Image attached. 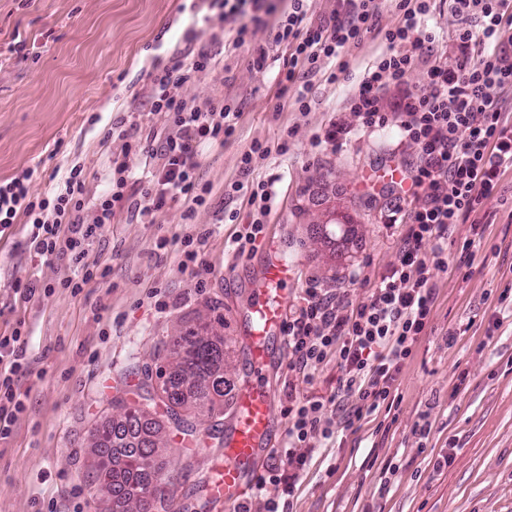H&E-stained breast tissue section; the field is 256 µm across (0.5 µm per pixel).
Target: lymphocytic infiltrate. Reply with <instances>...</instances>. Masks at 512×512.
Listing matches in <instances>:
<instances>
[{"instance_id":"f902f5d3","label":"lymphocytic infiltrate","mask_w":512,"mask_h":512,"mask_svg":"<svg viewBox=\"0 0 512 512\" xmlns=\"http://www.w3.org/2000/svg\"><path fill=\"white\" fill-rule=\"evenodd\" d=\"M211 2L219 7L218 23L236 26L233 48L252 43L256 72L279 63V93L295 91L303 112L310 102L301 82L322 72L328 82H337L350 66L348 47L376 30L379 11L377 0H336L329 20L316 24L308 0H290L287 13L271 24L265 19L266 0ZM435 2L397 0V24L376 30L386 50L348 102L362 127L383 128L396 121L402 137L417 147L419 161L411 180L423 201L407 214L397 263L364 301L353 305L344 292L307 288L286 319L290 370L310 382L321 365L332 361L338 376L330 398L289 397L287 440L278 451L279 461L256 483L260 489L268 483L281 485L282 496L266 500L264 512H293L296 486L308 463L304 448L314 438L333 436L324 419L327 408H335L350 428L364 415L392 405L397 375L430 321L436 302L433 272L448 265V242L456 225H471L461 257L473 262L486 231L482 202L512 168V119L503 98L512 89V0H449V14L457 24V53L449 60L435 54V37L426 27ZM259 31L264 34L260 40L255 37ZM422 63L427 66L425 88H406L407 76ZM219 65L203 43L191 63L175 55L151 72L149 113L162 116L164 129L149 130L143 138L119 130L126 153L139 155L143 168L135 174L125 162L112 161L98 198H87L79 164L69 166L55 190L42 196L30 188L36 169L0 181V238L10 236L18 219H25L29 253L39 264L66 252L78 269L58 285L37 278L15 285L20 301L50 296L58 287L77 295L93 280L105 278L106 269L89 260L87 245L117 213L133 212L149 221L172 202L183 203L189 216L205 204L211 188L199 180V151L235 136L243 105L223 100L197 104L179 98L174 89ZM390 85L400 87L401 95L394 112L388 113L380 92ZM287 151L284 142L274 147L253 143L240 157V180L224 188L228 196L249 192L251 211L234 239L237 252L263 236L273 200L272 181L252 178L255 163ZM247 177L252 180L248 186L243 183ZM27 352L23 327L0 336V440L11 436L24 409L18 387L31 374Z\"/></svg>"}]
</instances>
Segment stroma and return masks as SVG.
Instances as JSON below:
<instances>
[{
	"mask_svg": "<svg viewBox=\"0 0 512 512\" xmlns=\"http://www.w3.org/2000/svg\"><path fill=\"white\" fill-rule=\"evenodd\" d=\"M208 12V0H0V180L38 168L31 190L42 194L55 187V171L78 162L93 198L112 159L139 168L140 156L123 155L112 124L124 117L162 127L161 118L146 115L148 75L174 49H191L185 34L192 27L223 66L177 87V95L244 104L235 136L199 155L200 178L212 189L207 204L189 219L182 203L168 204L150 224L116 215L88 246L108 274L79 295L59 285L76 270L69 256L35 267L26 224L0 240V334L24 322L32 358V375L20 385L25 410L12 437L0 442V512H103L90 488L92 436L143 406L166 444L162 471L176 485L168 512H225L203 482L224 461L222 437L251 374L246 312L268 244L276 243L292 269L294 303L312 284L345 289L359 303L397 261L406 226L388 217L404 216L411 197L393 191L386 175L413 169L417 150L396 126H358L347 109L365 68L385 48L381 38L369 33L351 46L349 72L334 84L315 80L302 112L279 96L272 76L252 69L248 48L225 54L235 32L205 25ZM17 36L27 56L9 52ZM339 116L351 133L342 146L323 143ZM294 126L299 135L287 155L258 161L254 172L275 180L265 237L235 255L238 226L224 215L246 212L247 197L225 198L224 187L239 180L240 157L253 142H276ZM482 211L491 223L474 264L460 265L452 251L447 268L433 273L435 307L398 375L397 408L350 429L336 421L307 466L294 512H512V307L498 302L512 290V169ZM198 234L205 240L197 274L181 271L177 248L154 251L156 237ZM36 276L55 283V292L15 301L13 285ZM208 322L224 340V399L214 414L185 409L172 417L158 376L170 339ZM271 360V449L258 462L261 472L285 439L289 396L336 390L335 362L308 382L289 370L287 344L272 342ZM422 421L429 424L424 436L414 432ZM450 451L454 463L438 467Z\"/></svg>",
	"mask_w": 512,
	"mask_h": 512,
	"instance_id": "obj_1",
	"label": "stroma"
}]
</instances>
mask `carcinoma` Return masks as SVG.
<instances>
[{"instance_id":"1","label":"carcinoma","mask_w":512,"mask_h":512,"mask_svg":"<svg viewBox=\"0 0 512 512\" xmlns=\"http://www.w3.org/2000/svg\"><path fill=\"white\" fill-rule=\"evenodd\" d=\"M174 363L163 380L162 400L170 411L190 406L214 411V397L224 396V341L189 332L173 342ZM143 412L103 426L92 445V469L98 491L130 512H154L169 497V482L157 467L158 442L150 438Z\"/></svg>"}]
</instances>
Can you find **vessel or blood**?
<instances>
[{"instance_id": "obj_1", "label": "vessel or blood", "mask_w": 512, "mask_h": 512, "mask_svg": "<svg viewBox=\"0 0 512 512\" xmlns=\"http://www.w3.org/2000/svg\"><path fill=\"white\" fill-rule=\"evenodd\" d=\"M288 264L274 258L261 270L258 293L247 319L250 324L253 378L237 394V415L232 430L224 438V466L208 486L211 497L227 505L242 502L255 473L254 463L265 449L272 427V400L263 382L270 362L266 349L268 337L284 333V311L289 296L284 290Z\"/></svg>"}]
</instances>
